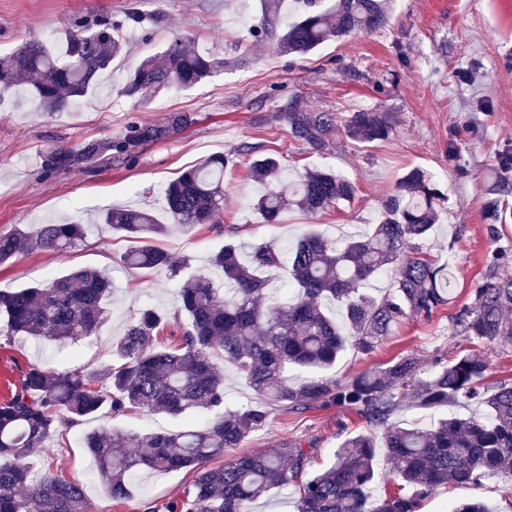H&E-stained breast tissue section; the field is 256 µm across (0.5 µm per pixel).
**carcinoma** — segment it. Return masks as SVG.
Returning a JSON list of instances; mask_svg holds the SVG:
<instances>
[{
	"instance_id": "1",
	"label": "carcinoma",
	"mask_w": 512,
	"mask_h": 512,
	"mask_svg": "<svg viewBox=\"0 0 512 512\" xmlns=\"http://www.w3.org/2000/svg\"><path fill=\"white\" fill-rule=\"evenodd\" d=\"M391 9V0H336L287 25L279 49L304 57L327 41L377 31ZM124 50L106 19L93 30L69 35L60 57L46 43L28 41L0 56V91L26 87L44 111L62 112L85 96ZM222 71L224 60L175 39L143 59L121 91L143 100L196 86ZM279 112L295 141L319 154L328 150L335 113L313 110L296 95ZM193 123L187 112L160 125L133 123L115 139L52 149L44 167L53 173L95 159L128 158L139 146L168 140ZM345 132L371 142L387 137L391 126L385 114L365 110L348 116ZM224 165L225 158L209 157L171 182L164 190L166 223L147 209L112 206L100 214V223L132 243L120 257L124 266L165 271L175 281L184 316L181 335L159 343L166 317L146 308L112 346L116 362L95 373L29 366L20 387L0 401V512H85L83 485L60 469L43 473L36 463L52 468L50 442L57 427L78 426L106 404L114 413L133 407L174 417L188 411L211 415L205 426L185 431L116 435L97 430L82 437L96 465L94 477L115 502L132 497L143 473L191 472L189 488L168 503L167 512H252V504L272 489L294 483L300 487L297 512H416L420 499L442 485L478 487L487 474H512V384L492 390L479 386L488 370L485 351L438 364L426 379L416 359L400 357L343 382L322 375L300 385L288 381L290 369H325L349 344L369 352L404 318L427 316L449 303L452 264L436 262L421 247L439 218L442 193L432 178L419 168L406 174L384 204L379 223L358 239L338 245L304 234L291 245L274 242L247 253L229 243L210 257L204 275L183 280L180 268L154 241L172 224L188 232L214 220L224 206ZM249 169L264 187L254 208L270 223L290 207L316 215L356 192L352 181L330 169L310 170L290 181L279 161L268 156L252 159ZM85 238L86 227L77 220L42 224L34 231L17 225L0 234V264L22 251L68 252ZM280 268L288 270L292 283L286 298L268 290L269 280L261 277ZM383 272L393 277V293L377 299L362 291ZM111 295L105 275L81 268L37 286L0 290V319L11 336L64 344L98 330ZM328 304L338 305L339 312L328 310ZM511 310L512 278L483 284L473 305L455 315V331L488 347L511 345ZM218 358L272 403L292 411L346 407L384 427L394 476L412 494L372 496L376 443L367 434L344 440L331 464L314 475L308 473L313 446L300 441L222 461L224 450L267 428L269 411L224 407ZM472 401L483 404L486 413L443 418L430 428L390 424L406 403L435 409Z\"/></svg>"
}]
</instances>
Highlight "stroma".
I'll return each instance as SVG.
<instances>
[{
    "label": "stroma",
    "mask_w": 512,
    "mask_h": 512,
    "mask_svg": "<svg viewBox=\"0 0 512 512\" xmlns=\"http://www.w3.org/2000/svg\"><path fill=\"white\" fill-rule=\"evenodd\" d=\"M332 3L316 0L309 7L304 0H284L282 16L269 19L270 36L259 41L252 27L262 17L260 0H0L4 54L34 38L58 43L107 17L130 48L125 71L176 37L229 62L218 76L160 94L145 105L121 95L122 75L99 82L64 112L41 111L30 97L8 94L0 100V233L18 224L35 229L71 219L89 227L84 244L74 251L24 252L1 265L0 289L39 285L76 267L104 271L115 289L108 318L96 334L60 351L44 339L10 337L0 321V399L31 364L46 362L58 371L100 369L110 359L112 344L145 308L166 314L161 339L178 335L174 282L163 273L124 268L120 257L126 238L97 218L100 209L113 204L161 212L163 187L213 154L227 159L223 210L212 223L188 232L176 229L158 241L184 273L203 271L209 256L229 242L253 248L304 232L339 244L359 237L376 224L400 179L420 168L445 196L440 221L447 229L425 240L423 250L453 264L451 300L430 317L403 319L372 352L347 346L328 374L344 381L410 356L427 375L438 362L480 349L477 340L455 334L452 318L473 304L478 284L512 277V165L507 162L512 155V0H395L383 30L325 43L301 59L279 53L275 34L283 16L294 18ZM292 95L341 119L359 110L386 113L393 132L383 141L358 142L337 130L325 154L311 153L290 137L278 114ZM173 112L193 113L194 124L173 139L141 146L126 162L99 160L54 174L42 170L51 148L117 138L129 124H160ZM259 155L277 157L293 175L333 169L355 182L356 194L316 215L292 207L277 223H266L253 208L258 186L249 172ZM493 199L499 206L494 219L488 212ZM208 420L205 413L175 418L105 408L78 427H61L54 463L83 484L87 512H163L188 485L187 472L145 474L133 496L118 504L89 474L80 439L101 429L175 432ZM361 433L374 436L378 445L375 495L394 492L383 429L344 408L297 414L271 407L268 427L242 447L226 449L224 459L300 441L314 447L310 470L315 473L330 464L346 436ZM472 497L492 512H512V476L485 478L478 488H438L420 501L417 512H448L449 505Z\"/></svg>",
    "instance_id": "35a3bbf8"
}]
</instances>
